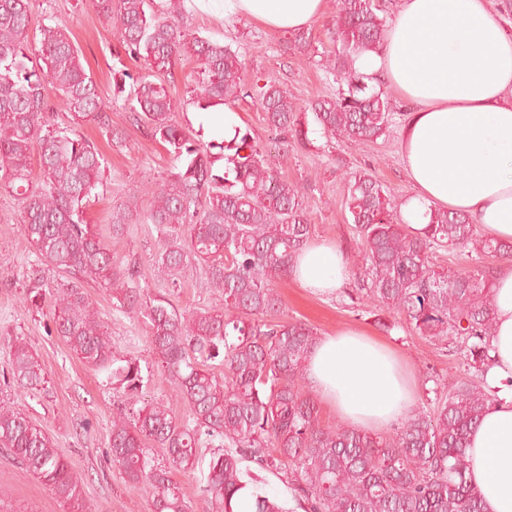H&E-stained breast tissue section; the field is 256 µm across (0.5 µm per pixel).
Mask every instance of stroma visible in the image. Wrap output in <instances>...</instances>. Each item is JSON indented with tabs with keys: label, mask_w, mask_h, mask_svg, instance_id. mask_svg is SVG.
<instances>
[{
	"label": "stroma",
	"mask_w": 512,
	"mask_h": 512,
	"mask_svg": "<svg viewBox=\"0 0 512 512\" xmlns=\"http://www.w3.org/2000/svg\"><path fill=\"white\" fill-rule=\"evenodd\" d=\"M33 25L57 23L68 30L81 53L102 97L113 126L125 129L126 148L112 146L95 124L79 126L81 135L92 140L105 156L109 173L87 206V223L106 225L113 206L137 197L148 208L149 188L167 181L173 171L169 155L146 128L134 124L127 102L113 97L112 71L125 66L141 72L140 62L117 61L116 29L92 6L90 0H31ZM182 22L193 35L218 41L236 50L243 63L248 86L276 81L288 88L299 104L336 94L343 80L324 68L325 50L331 49L336 23V0H327L323 14L308 27L310 52L291 47L290 31H271L239 18L219 19L184 13ZM197 66L192 53L181 56L168 83L175 106L174 120L190 127V75ZM392 125L385 136L360 143L312 133V143L289 144L288 160L278 167L282 179L298 186L309 203V221L318 241L337 243L350 265L347 286L337 294H315L302 288L292 276L274 279L282 301V318L313 327L318 336H332L343 329H360L398 352L410 365L418 382L415 410H432L445 397L451 382L466 375L462 360L450 342L416 334L402 318L379 312L362 297L359 287L364 260L344 205L348 177L355 172L373 173L390 191L392 206H400L411 191L399 139L407 117V106L392 98ZM19 202L0 190V338L23 337L36 352L45 373L44 390L25 394L13 385L9 353L0 345V400L14 403L51 436L67 457L72 470L83 480L86 512H150L143 486L127 482L112 465L108 439L119 399L98 375L81 362L53 331L54 306L50 299L29 294L30 271L35 264L31 246L21 232ZM115 257L134 264L141 285H153L150 257L155 250L152 227L130 224L120 237H107ZM90 301L109 326L118 349L154 365L155 354L145 329L127 314L116 311L112 292L103 283L83 279ZM0 512H65L55 495L8 452L0 450Z\"/></svg>",
	"instance_id": "35a3bbf8"
}]
</instances>
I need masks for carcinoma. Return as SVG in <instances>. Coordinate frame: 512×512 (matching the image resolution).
<instances>
[{
    "label": "carcinoma",
    "mask_w": 512,
    "mask_h": 512,
    "mask_svg": "<svg viewBox=\"0 0 512 512\" xmlns=\"http://www.w3.org/2000/svg\"><path fill=\"white\" fill-rule=\"evenodd\" d=\"M91 4L118 26L121 50L145 70L138 76L122 70L113 96L125 98L135 121L175 162L171 178L152 190L146 213L131 202L113 207L112 232L125 224L152 225L158 287L175 288L198 269L223 301L204 310L175 307L164 293L141 286L138 271L115 259L86 222L84 210L107 162L94 143L56 127L54 112L68 113L75 125L97 124L117 146L127 134L112 126L67 30L44 24L31 38L29 0H0V188L17 196L23 236L40 264L103 280L116 307L142 323L158 367L187 408L178 417L165 403L145 400L151 372L114 349L82 286L55 289L54 332L125 395L109 435L112 463L123 478L147 489L150 512H192L175 471L200 474L207 512H233L246 459L287 476L306 512H483L466 477L469 433L493 400L482 386L454 383L436 409L408 416L388 437L323 425L316 401L298 386L315 333L274 319L281 301L271 282L290 272L312 237L307 201L278 176L249 130H236L229 142H205L201 131L176 123L165 84L154 80L173 76L189 48L198 61L191 104L222 109L250 95L238 54L183 29V0ZM337 6L325 69L347 88L305 109L272 82L257 94L268 126L303 146L311 143L309 113L321 134L350 141L376 140L391 124L386 92L354 69L358 54L381 48L387 19L377 0H337ZM48 84L59 92L57 105L46 94ZM35 150L36 185L30 169ZM388 197V188L367 172L347 182L345 207L365 260L367 297L379 310L404 316L422 336L458 341L463 365L487 372L496 314L494 269L483 258H512V243L480 237L465 215L440 208L415 230L393 213ZM437 248H469L474 263L438 271L429 259ZM8 349L13 382L27 392L42 389L44 372L28 342L15 336ZM155 447L166 450L165 459L155 458ZM203 448L214 449L207 463ZM0 449L69 512H84L82 480L51 437L6 401L0 403Z\"/></svg>",
    "instance_id": "carcinoma-1"
}]
</instances>
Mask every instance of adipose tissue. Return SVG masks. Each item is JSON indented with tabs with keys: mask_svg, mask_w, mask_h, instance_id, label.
<instances>
[{
	"mask_svg": "<svg viewBox=\"0 0 512 512\" xmlns=\"http://www.w3.org/2000/svg\"><path fill=\"white\" fill-rule=\"evenodd\" d=\"M192 13L243 17L271 30H302L325 0H185ZM358 73L384 80L409 106L400 150L413 193L401 209L412 228L429 208L468 215L486 234L512 241V29L491 0H399L378 51ZM293 276L318 294L344 287L349 263L333 243L312 241ZM493 301L497 390L468 440V481L485 512H512V262L499 267ZM315 396L363 431L389 428L414 404L417 381L385 343L358 330L317 339L308 362Z\"/></svg>",
	"mask_w": 512,
	"mask_h": 512,
	"instance_id": "adipose-tissue-1",
	"label": "adipose tissue"
}]
</instances>
